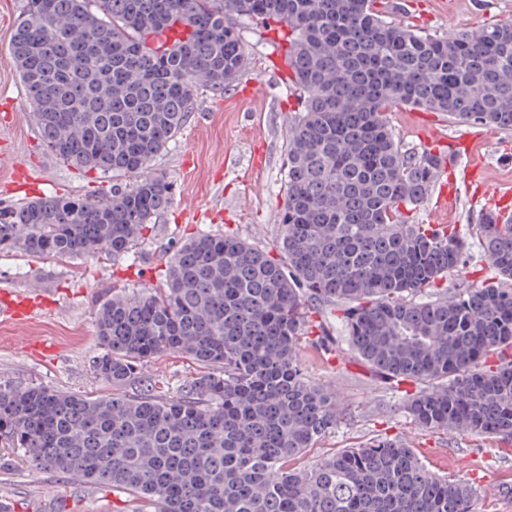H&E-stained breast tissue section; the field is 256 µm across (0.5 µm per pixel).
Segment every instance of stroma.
Listing matches in <instances>:
<instances>
[{"label": "stroma", "instance_id": "1", "mask_svg": "<svg viewBox=\"0 0 512 512\" xmlns=\"http://www.w3.org/2000/svg\"><path fill=\"white\" fill-rule=\"evenodd\" d=\"M410 9L394 19L425 33L442 34L492 22L512 21V0H451L445 17L434 0H412ZM23 0H0V206L47 195H99L110 178L83 169L47 152L39 139L20 78L10 63L11 37ZM248 66L240 83L254 87L245 103L235 102L234 87L199 93L180 133L150 166L172 185L171 206L154 219L133 253L110 258L51 257L0 253V295L33 292L48 306L27 327L31 346H22L11 323L0 321V383L25 387L42 383L63 392L92 397L111 394L112 386L91 369L100 351L95 309L113 291L156 284L172 253L201 232L236 234L269 251L279 239V217L286 203L284 157L288 128L299 97L276 74L282 46L256 20L242 22ZM400 144L418 152L437 148L432 122L443 125L447 140L466 130L439 112L399 105L386 114ZM265 157L258 182L240 181L254 155ZM466 159L455 164L459 177L456 207L450 221L469 244L470 259L450 273L445 288L456 289L479 279L485 261L472 232L485 210L463 181ZM297 358L307 377L332 387L342 408L335 429L297 462L308 468L345 448H355L385 435L415 448L436 472L464 482L473 490L474 512H512V449L488 437L418 427L403 396L360 362H336L316 345L313 336L298 341ZM202 372L180 354L150 359L128 393L147 389L167 398L178 394ZM124 512L126 496L111 488L70 477L59 471L39 472L22 453L0 449V506L9 512Z\"/></svg>", "mask_w": 512, "mask_h": 512}]
</instances>
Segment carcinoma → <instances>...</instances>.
<instances>
[{"mask_svg":"<svg viewBox=\"0 0 512 512\" xmlns=\"http://www.w3.org/2000/svg\"><path fill=\"white\" fill-rule=\"evenodd\" d=\"M238 18L288 28L300 97L279 256L231 233L176 248L160 286L115 291L96 309L92 369L115 392L0 384V447L118 489L132 512H471L467 484L386 436L291 468L341 413L336 393L306 378L297 342L334 317L355 359L396 388L416 385L407 409L419 426L512 443V216L474 225L491 274L448 292L465 240L405 215L443 156L405 150L386 120L404 104L512 131V21L425 35L376 0H25L11 62L42 143L113 185L0 207V253L132 252L173 200L151 162L197 91L245 68ZM177 28L171 45L156 40ZM167 353L214 371L173 397L122 391Z\"/></svg>","mask_w":512,"mask_h":512,"instance_id":"carcinoma-1","label":"carcinoma"}]
</instances>
